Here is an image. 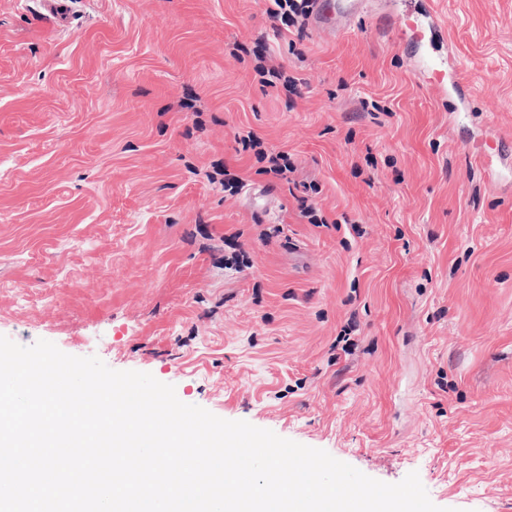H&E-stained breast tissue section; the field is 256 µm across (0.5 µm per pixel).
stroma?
Segmentation results:
<instances>
[{
	"label": "stroma",
	"mask_w": 512,
	"mask_h": 512,
	"mask_svg": "<svg viewBox=\"0 0 512 512\" xmlns=\"http://www.w3.org/2000/svg\"><path fill=\"white\" fill-rule=\"evenodd\" d=\"M64 2L0 0V335L512 512V0ZM271 7L267 9L271 17H280L283 23L294 25L297 18L307 19L311 11L312 0H269ZM313 23L325 27L341 20L346 23L360 21L364 14V0H313Z\"/></svg>",
	"instance_id": "obj_1"
}]
</instances>
